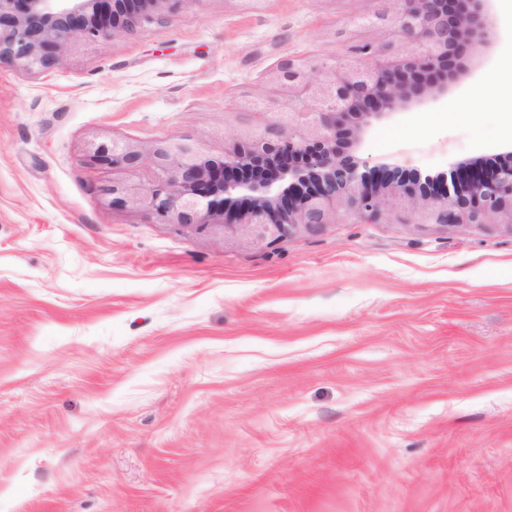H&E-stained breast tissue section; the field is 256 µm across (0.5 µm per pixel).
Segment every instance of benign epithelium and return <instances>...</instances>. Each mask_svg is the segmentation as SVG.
Wrapping results in <instances>:
<instances>
[{"label": "benign epithelium", "instance_id": "obj_1", "mask_svg": "<svg viewBox=\"0 0 512 512\" xmlns=\"http://www.w3.org/2000/svg\"><path fill=\"white\" fill-rule=\"evenodd\" d=\"M172 0H0V61L47 69L71 39L114 37L155 19ZM360 23L379 26L378 44L351 47L339 66L305 73L286 65L288 103L265 113L275 135L210 158L184 142H168L149 158L114 141L93 159L156 169L143 198L165 224L193 228L212 214L224 232L270 245L301 231L318 232L341 209L361 222L377 219L390 196L412 205L430 224L483 230L493 218L512 223V154L489 167H458L450 180L418 188L387 165L364 170L347 154L349 124L381 118L434 92L448 91L465 60L488 44L491 0H372ZM401 43L412 55L390 54Z\"/></svg>", "mask_w": 512, "mask_h": 512}]
</instances>
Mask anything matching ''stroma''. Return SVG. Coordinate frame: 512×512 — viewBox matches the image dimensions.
Here are the masks:
<instances>
[{"mask_svg":"<svg viewBox=\"0 0 512 512\" xmlns=\"http://www.w3.org/2000/svg\"><path fill=\"white\" fill-rule=\"evenodd\" d=\"M371 0H171L58 65L0 62V512H512V226L330 217L258 247L160 223L151 165L265 134L258 96L377 42ZM427 105L356 159L420 180L512 150L483 97L512 6ZM125 204L112 202L113 188Z\"/></svg>","mask_w":512,"mask_h":512,"instance_id":"stroma-1","label":"stroma"}]
</instances>
